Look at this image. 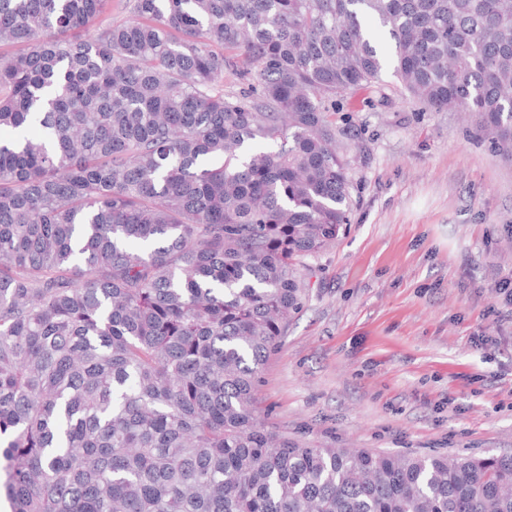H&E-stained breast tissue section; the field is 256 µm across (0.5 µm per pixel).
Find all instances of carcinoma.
Returning <instances> with one entry per match:
<instances>
[{"label": "carcinoma", "instance_id": "1", "mask_svg": "<svg viewBox=\"0 0 512 512\" xmlns=\"http://www.w3.org/2000/svg\"><path fill=\"white\" fill-rule=\"evenodd\" d=\"M105 5L0 0L11 512H512V454L307 446L255 414L302 259L349 222L336 98L389 62L512 162V0H133L80 35ZM112 2H108L104 12L100 15L95 24L88 27V32L85 33L87 36L89 34L94 33V29L100 24H106L110 21L121 22L126 20L130 15L129 6H127L128 1L131 0H108Z\"/></svg>", "mask_w": 512, "mask_h": 512}]
</instances>
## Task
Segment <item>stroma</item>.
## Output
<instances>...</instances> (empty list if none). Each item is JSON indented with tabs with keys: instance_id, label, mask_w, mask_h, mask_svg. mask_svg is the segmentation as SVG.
I'll use <instances>...</instances> for the list:
<instances>
[{
	"instance_id": "35a3bbf8",
	"label": "stroma",
	"mask_w": 512,
	"mask_h": 512,
	"mask_svg": "<svg viewBox=\"0 0 512 512\" xmlns=\"http://www.w3.org/2000/svg\"><path fill=\"white\" fill-rule=\"evenodd\" d=\"M349 224L268 359L257 414L288 438L383 453L512 454V163L392 69L337 98Z\"/></svg>"
}]
</instances>
